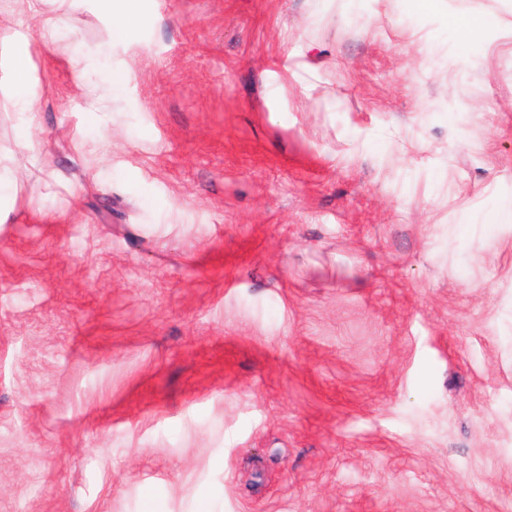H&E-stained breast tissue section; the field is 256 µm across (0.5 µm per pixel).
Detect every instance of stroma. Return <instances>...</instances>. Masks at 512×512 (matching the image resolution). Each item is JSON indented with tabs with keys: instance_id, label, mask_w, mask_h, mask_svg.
Listing matches in <instances>:
<instances>
[{
	"instance_id": "obj_1",
	"label": "stroma",
	"mask_w": 512,
	"mask_h": 512,
	"mask_svg": "<svg viewBox=\"0 0 512 512\" xmlns=\"http://www.w3.org/2000/svg\"><path fill=\"white\" fill-rule=\"evenodd\" d=\"M53 9L0 0V512H512V0ZM100 2L113 17V27L122 33H127L139 16L137 0H100ZM30 56V39L23 37L17 40L11 48L12 63L7 71V77L0 80V107H9L21 112L24 123L14 134L15 151L11 164L2 165L0 156V190L3 179L8 183H17L20 177L23 161H38L42 158L40 143L35 139L32 127L40 114L41 100L28 91L31 79L28 66ZM131 77V70L125 69L118 72L112 73L111 81L104 87L100 89H93L89 92V108L88 112H90L91 116H97L98 112H104L103 110V102L112 96V93L119 90L125 83L129 81Z\"/></svg>"
}]
</instances>
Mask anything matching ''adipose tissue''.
Masks as SVG:
<instances>
[{
	"instance_id": "adipose-tissue-1",
	"label": "adipose tissue",
	"mask_w": 512,
	"mask_h": 512,
	"mask_svg": "<svg viewBox=\"0 0 512 512\" xmlns=\"http://www.w3.org/2000/svg\"><path fill=\"white\" fill-rule=\"evenodd\" d=\"M29 56V38L17 40L11 48L12 63L7 76L0 80V107L19 111L25 117L23 124L14 134L15 151L10 165H0V180L9 183L18 181L23 162L37 161L41 158L40 144L32 132L33 123L41 109V100L28 91L31 79Z\"/></svg>"
}]
</instances>
